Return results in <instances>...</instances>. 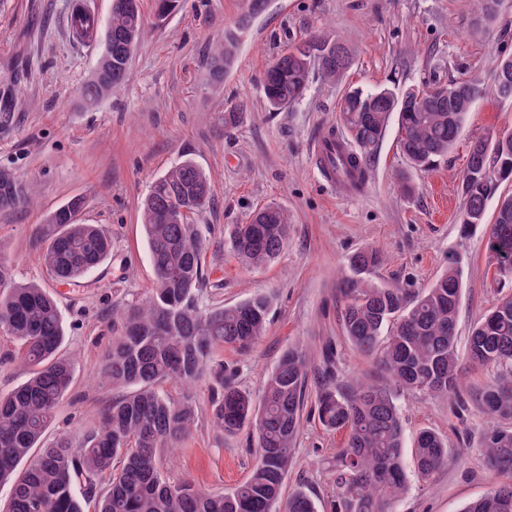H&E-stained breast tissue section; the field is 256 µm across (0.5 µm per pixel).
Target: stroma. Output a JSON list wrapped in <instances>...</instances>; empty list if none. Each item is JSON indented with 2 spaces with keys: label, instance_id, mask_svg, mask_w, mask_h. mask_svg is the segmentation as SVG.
Instances as JSON below:
<instances>
[{
  "label": "stroma",
  "instance_id": "obj_1",
  "mask_svg": "<svg viewBox=\"0 0 512 512\" xmlns=\"http://www.w3.org/2000/svg\"><path fill=\"white\" fill-rule=\"evenodd\" d=\"M75 2L0 0V113L8 115L0 123V171L33 191L31 203L0 211V257L18 280L36 282L58 299L62 351L73 361V382L48 437L81 440L114 395L103 364L119 315L155 286L141 201L157 177L187 158L203 171L212 193L200 218L206 238L202 303L234 305L258 294L270 300L265 336L221 355L253 398L261 397L281 355L295 346L315 366L334 347L340 383L373 376L372 360L344 335L337 293L349 257L360 248L382 252L374 277L387 285L429 287L450 259H458L462 341L492 304L512 295V283L501 281L487 249V226L464 237L459 221L470 145L512 131V103L490 95L478 100L447 158L428 170L409 168L398 123L390 121L358 190L326 184L312 154L326 134L348 137L339 107L350 88L422 87L488 74L500 56L512 55V0H502L488 23L478 21L474 0H268L245 27L240 20L248 0H179L163 18L155 0H141L144 30L129 77L91 108L79 90L97 65L103 40L72 37ZM230 34L237 37V63L216 84L210 64ZM315 34L340 39L350 53L349 68L335 80L313 74L300 102L271 111L263 91L266 68ZM228 112L238 115L230 130L224 127ZM401 173L415 186L412 196L397 189ZM75 195L85 199L81 222L111 235L112 254L81 287L67 288L42 265L34 231ZM269 204L288 212V243L269 265L243 268L229 251V229ZM163 389L175 399L191 396L198 406L191 434L164 464L167 477L214 492L247 480L255 438L248 429L225 436L213 428L207 382L191 389L167 382ZM315 397L308 391L284 489H305L319 512H328L331 469L346 435L320 423ZM397 406L405 446L420 430H434L447 441L451 462L426 480L408 468V491L396 512H462L497 482L482 455L489 422L477 403L460 406L403 392Z\"/></svg>",
  "mask_w": 512,
  "mask_h": 512
}]
</instances>
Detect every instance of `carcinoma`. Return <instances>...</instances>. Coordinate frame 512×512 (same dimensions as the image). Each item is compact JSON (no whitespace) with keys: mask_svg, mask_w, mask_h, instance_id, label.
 I'll use <instances>...</instances> for the list:
<instances>
[{"mask_svg":"<svg viewBox=\"0 0 512 512\" xmlns=\"http://www.w3.org/2000/svg\"><path fill=\"white\" fill-rule=\"evenodd\" d=\"M142 34L139 0H112L105 26V46L95 70L80 88L93 106L127 79L132 55ZM229 53L214 58L210 76L218 83L228 70ZM350 65L338 39L312 37L295 45L264 72L269 106L281 110L298 103L312 69L327 79ZM492 89L512 102V55L500 58L490 80L461 78L436 85L425 95L400 86L372 91L354 88L340 106L342 119L364 166L384 139L389 119L398 115L399 147L409 165L429 169L448 156L467 114ZM512 180V132L495 133L470 146L461 188L465 208L461 234L486 223L488 205L498 198L488 248L501 276L512 279V193L498 194ZM210 184L185 159L156 179L141 203V220L155 276V287L124 309L118 336L112 340L104 374L123 394L103 406L98 422L79 443L45 436L53 414L72 380L71 361L60 353L64 340L55 298L33 282H16L10 266L0 262V334L19 341L30 377L0 395V483L9 481L8 504L0 512H317L314 500L296 489L283 496L293 460L310 364L292 348L269 375L260 401L219 373L212 388L211 422L235 435L254 426L258 454L247 481L229 492L204 491L188 481L174 482L163 460L191 433L196 404L170 398L162 384L191 387L206 380L217 349H245L265 335L269 300L257 295L241 303L206 308L199 300L204 286L205 237L194 217L209 206ZM25 188L0 173V208L27 201ZM81 196L70 198L37 225L45 243L41 261L60 285L76 286L112 252V237L95 224H81ZM288 214L271 204L236 224L230 245L246 268L264 266L278 257L288 241ZM381 264L379 252L365 248L350 259L342 277L343 331L358 353L372 359L382 379L344 385L328 376L316 391L318 417L347 440L336 454L332 512H395L408 489L404 440L397 392L460 399L461 359L492 372L470 393L492 425L482 439L489 468L508 478L468 503L463 512H512V296L492 305L474 324L465 351L457 339L461 281L456 261L428 288L386 285L370 277ZM415 470L427 479L448 464V444L424 429L412 450Z\"/></svg>","mask_w":512,"mask_h":512,"instance_id":"carcinoma-1","label":"carcinoma"}]
</instances>
